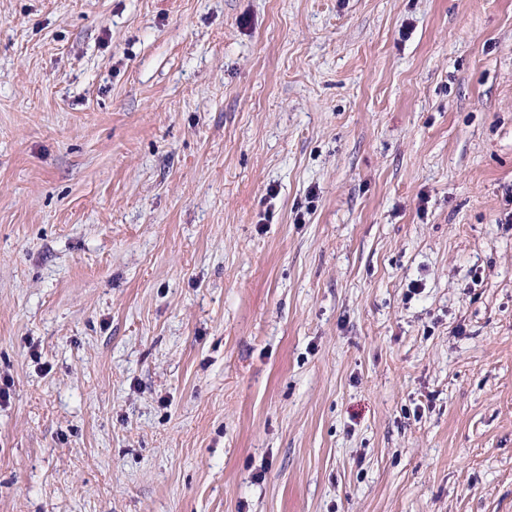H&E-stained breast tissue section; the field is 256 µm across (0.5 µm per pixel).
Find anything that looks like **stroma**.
<instances>
[{"mask_svg": "<svg viewBox=\"0 0 512 512\" xmlns=\"http://www.w3.org/2000/svg\"><path fill=\"white\" fill-rule=\"evenodd\" d=\"M0 512H512V0H0Z\"/></svg>", "mask_w": 512, "mask_h": 512, "instance_id": "35a3bbf8", "label": "stroma"}]
</instances>
